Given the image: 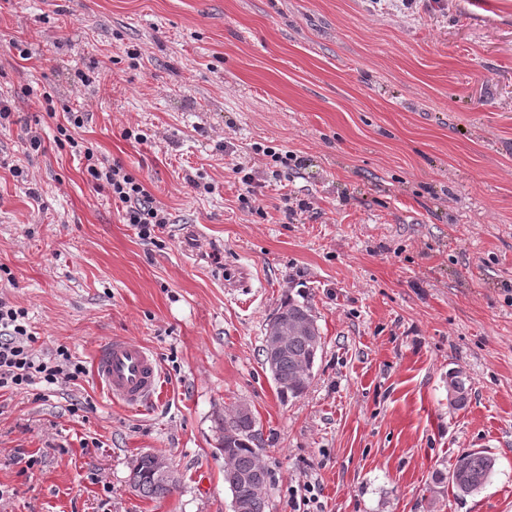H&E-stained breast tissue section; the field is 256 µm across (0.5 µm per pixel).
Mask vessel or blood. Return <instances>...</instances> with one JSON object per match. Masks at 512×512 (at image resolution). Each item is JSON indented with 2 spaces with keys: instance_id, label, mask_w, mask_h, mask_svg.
I'll use <instances>...</instances> for the list:
<instances>
[{
  "instance_id": "b4317fda",
  "label": "vessel or blood",
  "mask_w": 512,
  "mask_h": 512,
  "mask_svg": "<svg viewBox=\"0 0 512 512\" xmlns=\"http://www.w3.org/2000/svg\"><path fill=\"white\" fill-rule=\"evenodd\" d=\"M93 371L113 401L132 409L153 400L162 382L153 353L124 337L111 338L98 347Z\"/></svg>"
}]
</instances>
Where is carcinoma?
<instances>
[{"mask_svg":"<svg viewBox=\"0 0 512 512\" xmlns=\"http://www.w3.org/2000/svg\"><path fill=\"white\" fill-rule=\"evenodd\" d=\"M282 321L305 320L312 318L308 301L288 299L277 311ZM288 357L281 360L278 367V392L281 397L297 398L308 389L312 377L317 353L310 344L301 339H289ZM468 400L466 379L460 371L448 374V404L454 409L463 408ZM224 429L240 439L233 452V465L224 470V485L230 493L243 496L246 493L247 480L255 479L269 484L266 468L261 464L258 448L262 445L261 435L256 429L255 417H244L232 409L224 414ZM496 458L483 450H471L461 455L447 476L437 470L433 480L438 484L451 482L454 493L458 496H469L479 492L493 476L496 469ZM131 484L143 497L161 499L172 491L166 482L154 473L152 456L144 454L136 460L131 471Z\"/></svg>","mask_w":512,"mask_h":512,"instance_id":"carcinoma-1","label":"carcinoma"}]
</instances>
